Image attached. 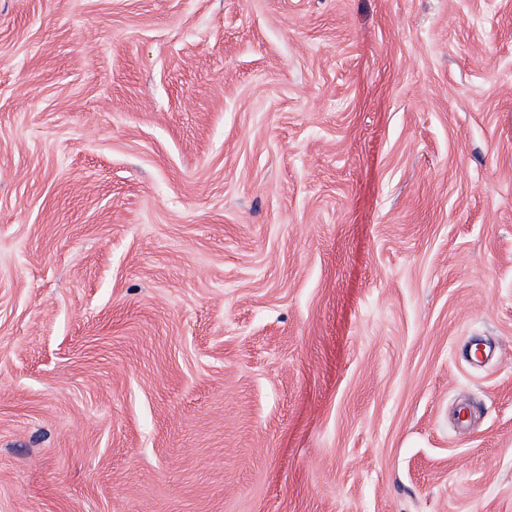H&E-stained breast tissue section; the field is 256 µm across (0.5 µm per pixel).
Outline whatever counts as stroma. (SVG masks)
Instances as JSON below:
<instances>
[{"label": "stroma", "instance_id": "35a3bbf8", "mask_svg": "<svg viewBox=\"0 0 512 512\" xmlns=\"http://www.w3.org/2000/svg\"><path fill=\"white\" fill-rule=\"evenodd\" d=\"M0 512H512V0H0Z\"/></svg>", "mask_w": 512, "mask_h": 512}]
</instances>
